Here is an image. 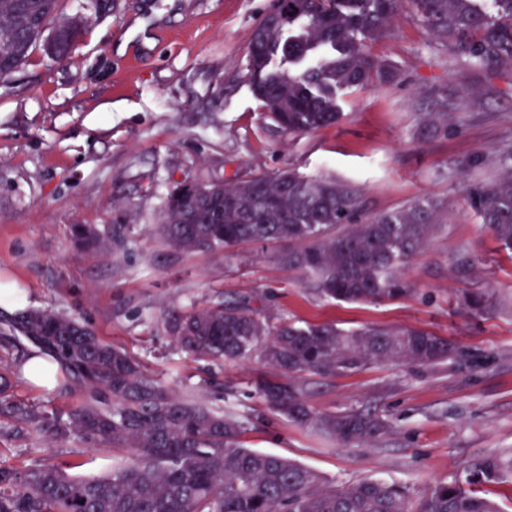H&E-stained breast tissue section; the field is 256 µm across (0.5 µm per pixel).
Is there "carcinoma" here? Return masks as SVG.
<instances>
[{
	"mask_svg": "<svg viewBox=\"0 0 512 512\" xmlns=\"http://www.w3.org/2000/svg\"><path fill=\"white\" fill-rule=\"evenodd\" d=\"M288 15L254 31L248 71L255 95L286 134L329 126L339 118L336 91L390 71L365 52L356 34H385L404 0H282ZM411 0L433 34L466 63L512 62V0ZM92 16H67L60 0H0V83L36 50L69 58ZM338 55L298 73L274 72L278 48L299 61L321 46ZM472 205L505 250L512 252V168L499 181L469 188ZM356 188L334 178L285 171L229 183H176L157 224L167 245L183 253L242 244L286 242L288 268L320 294L338 301H383L411 291L401 268L438 226V207L417 201L361 220ZM78 245L101 242L88 224L72 226ZM3 334L39 348L80 403L53 419L13 404L10 413L35 441L70 434L92 448H109L112 473L75 478L36 459L0 466V512H501L478 486L512 474L496 455L475 460L464 474L436 485L417 507L393 483L364 479L327 486L311 469L257 452L243 441V422L171 395L126 351L80 318L51 309H21L0 317ZM174 341L194 359L241 362L259 355L277 377L261 378L266 404L301 428L343 444L368 445L388 432L380 416L356 410L321 413L304 398L307 375L336 377L379 361L432 367L452 353L448 340L418 327L368 326L345 331L333 323L271 325L245 300L193 306L177 316Z\"/></svg>",
	"mask_w": 512,
	"mask_h": 512,
	"instance_id": "1",
	"label": "carcinoma"
}]
</instances>
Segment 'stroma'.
<instances>
[{"label": "stroma", "mask_w": 512, "mask_h": 512, "mask_svg": "<svg viewBox=\"0 0 512 512\" xmlns=\"http://www.w3.org/2000/svg\"><path fill=\"white\" fill-rule=\"evenodd\" d=\"M273 5L112 0L70 60L34 53L0 85V289L17 291L22 308L80 317L167 389L236 416L248 448L294 460L328 485L396 483L416 504L474 459H512V253L467 194L512 167V63L459 62L408 5L390 34L363 40L394 77L338 90L335 124L288 135L267 116L246 67L252 33ZM442 101L448 126L438 130L423 116ZM288 170L349 183L368 217L419 200L438 205L437 231L402 271L410 294L330 300L281 263V245L184 254L158 230L174 183ZM75 224L94 225L103 246L77 249ZM464 290L484 295L487 309H461ZM241 297L273 324L418 327L454 352L430 368L377 362L303 378L315 410L370 411L390 425L372 444L342 446L265 405L256 382L270 369L261 357L195 361L173 340L183 311ZM33 350L17 336L0 340L7 399L46 415L78 403V393L24 377ZM42 457L73 464L81 478L113 467L110 449L74 435L36 448L0 413V465Z\"/></svg>", "instance_id": "obj_1"}]
</instances>
